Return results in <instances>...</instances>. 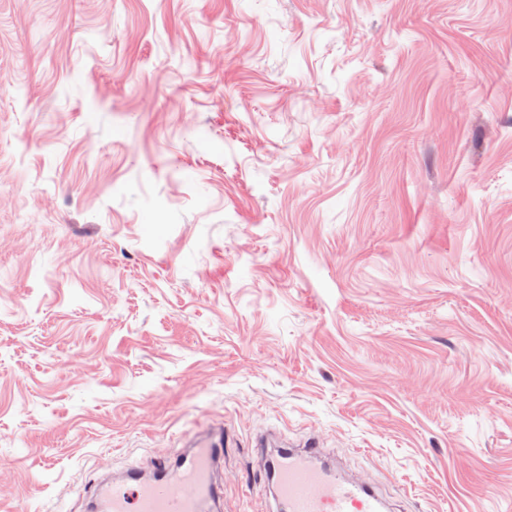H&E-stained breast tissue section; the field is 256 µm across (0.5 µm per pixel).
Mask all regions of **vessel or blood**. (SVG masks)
Wrapping results in <instances>:
<instances>
[{
  "mask_svg": "<svg viewBox=\"0 0 512 512\" xmlns=\"http://www.w3.org/2000/svg\"><path fill=\"white\" fill-rule=\"evenodd\" d=\"M232 443L223 425L207 429L186 452L159 463L152 477L137 466L113 480L99 481L91 494L93 512H221L213 475ZM262 486L279 512H392L373 485L354 478L325 456L317 438L299 443L257 438Z\"/></svg>",
  "mask_w": 512,
  "mask_h": 512,
  "instance_id": "b4317fda",
  "label": "vessel or blood"
}]
</instances>
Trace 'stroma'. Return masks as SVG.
Instances as JSON below:
<instances>
[{
	"label": "stroma",
	"instance_id": "stroma-1",
	"mask_svg": "<svg viewBox=\"0 0 512 512\" xmlns=\"http://www.w3.org/2000/svg\"><path fill=\"white\" fill-rule=\"evenodd\" d=\"M1 78L0 512L213 423L222 512L270 429L512 512V0H0Z\"/></svg>",
	"mask_w": 512,
	"mask_h": 512
}]
</instances>
